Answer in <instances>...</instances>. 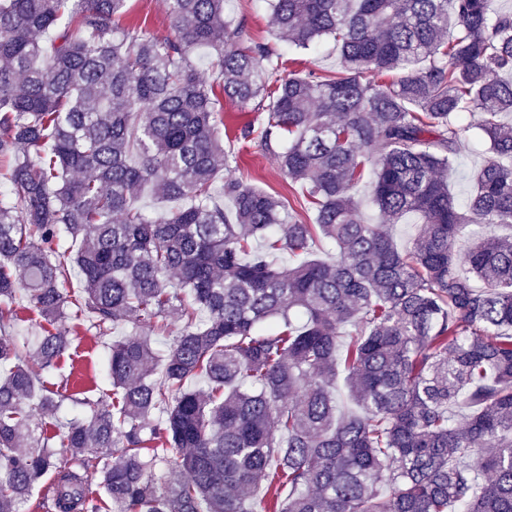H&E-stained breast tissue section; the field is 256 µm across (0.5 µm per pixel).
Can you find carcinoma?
Returning a JSON list of instances; mask_svg holds the SVG:
<instances>
[{
  "label": "carcinoma",
  "mask_w": 512,
  "mask_h": 512,
  "mask_svg": "<svg viewBox=\"0 0 512 512\" xmlns=\"http://www.w3.org/2000/svg\"><path fill=\"white\" fill-rule=\"evenodd\" d=\"M128 2L0 0V512L47 477L49 512H100L94 484L108 512H512V235L496 233L512 225V12L269 0L288 48L336 42L344 69L321 77L281 73L225 0H167L165 38L117 32ZM217 88L269 100L261 145L310 223L232 174ZM467 112L489 156L461 207ZM367 171L376 223L353 193ZM146 190L186 204L150 215ZM407 213L402 250L386 225ZM20 309L49 324L26 358ZM84 318L140 331L112 343V402L78 398L89 416L44 434L68 381L33 365L55 366Z\"/></svg>",
  "instance_id": "carcinoma-1"
}]
</instances>
